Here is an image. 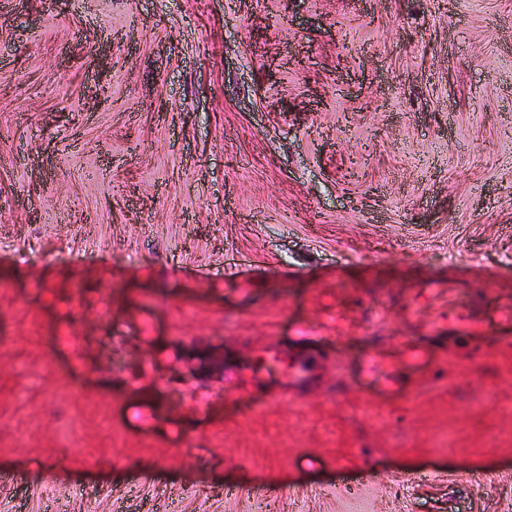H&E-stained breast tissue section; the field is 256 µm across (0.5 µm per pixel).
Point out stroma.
<instances>
[{
  "mask_svg": "<svg viewBox=\"0 0 512 512\" xmlns=\"http://www.w3.org/2000/svg\"><path fill=\"white\" fill-rule=\"evenodd\" d=\"M510 310L512 0H0V512H512Z\"/></svg>",
  "mask_w": 512,
  "mask_h": 512,
  "instance_id": "35a3bbf8",
  "label": "stroma"
}]
</instances>
